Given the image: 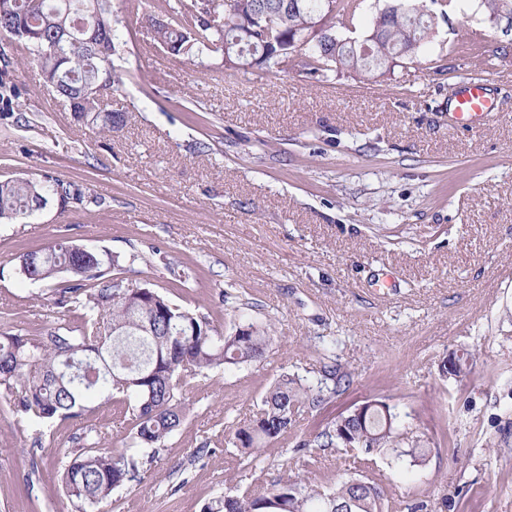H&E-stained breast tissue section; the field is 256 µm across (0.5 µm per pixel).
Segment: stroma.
<instances>
[{
  "instance_id": "stroma-1",
  "label": "stroma",
  "mask_w": 512,
  "mask_h": 512,
  "mask_svg": "<svg viewBox=\"0 0 512 512\" xmlns=\"http://www.w3.org/2000/svg\"><path fill=\"white\" fill-rule=\"evenodd\" d=\"M163 0H112L136 27L114 63L125 73L111 134L74 121L43 84L38 62L14 72L20 125L0 121V180L51 175L90 189L98 206L0 223V333L51 325L46 284L23 280L20 256L68 227L76 242L125 261L134 286L223 326L271 325L261 361L210 374L187 394L190 420L142 482L101 512H201L209 498L282 474L326 489L353 471V451L310 463L300 443L368 399L388 403L404 430L425 435L424 467L377 455L370 471L391 503L430 512H512V21L490 26L466 0L439 20L423 64L385 76L224 69L218 55L171 59L146 16ZM503 48L484 60L473 32ZM447 52L444 73L428 59ZM480 82L489 120L454 130L462 80ZM163 254L152 273L145 262ZM192 261L194 288L172 287L168 265ZM474 355L463 379H443L450 353ZM349 386L264 449L244 454L215 434L255 414L281 374L316 382L325 356ZM121 447L113 405L57 428H16L0 399V512H72L58 472L83 431Z\"/></svg>"
}]
</instances>
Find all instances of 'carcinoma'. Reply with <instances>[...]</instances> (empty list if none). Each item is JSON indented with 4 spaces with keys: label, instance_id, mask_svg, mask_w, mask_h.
<instances>
[{
    "label": "carcinoma",
    "instance_id": "cac0c4a2",
    "mask_svg": "<svg viewBox=\"0 0 512 512\" xmlns=\"http://www.w3.org/2000/svg\"><path fill=\"white\" fill-rule=\"evenodd\" d=\"M107 0H11L0 9V39L13 54H0V112L21 106V89L4 80L24 60L41 63L45 83L79 119L101 121L99 131L126 120L122 110H102L100 98L121 92L115 72L118 25ZM363 0H164L163 18L151 20V34L174 58L221 53L242 68L262 74L297 73L326 82L341 71L352 77L383 76L399 62L420 63L422 46L434 39L436 17L457 7L453 0H431L435 12L417 0H391L366 34L372 41L350 42L336 28L355 25ZM269 12L276 16L277 42L235 43L243 24ZM336 37L327 44H303L312 17ZM102 97L84 94L98 83ZM73 199L62 211L101 199L79 185L45 176L0 180V221L35 213L34 199ZM179 288L197 282L190 264L169 267ZM119 256L109 250L79 252L62 235L22 255L18 274L49 284L47 305L54 326L40 336L0 334V397L17 426L36 421L46 428L77 419L114 400L128 429L123 448L112 449L93 428L68 449L60 481L76 512H98L112 493L140 478L159 458L167 440L188 420L185 396L214 371L258 361L273 342L270 327L240 324L223 333L205 314L173 304L158 290L125 284ZM77 313L60 319L59 310ZM317 384L283 374L262 399V407L239 423L234 439L250 454L278 439L303 412L322 409L350 373L334 361L322 366ZM359 448L366 455L392 450L422 467L427 450L418 438L400 432L398 416L382 400L371 399L319 426L303 447ZM384 491L366 474H354L321 490L299 477L282 476L271 486L257 481L234 494L218 496L203 512H387Z\"/></svg>",
    "mask_w": 512,
    "mask_h": 512
}]
</instances>
